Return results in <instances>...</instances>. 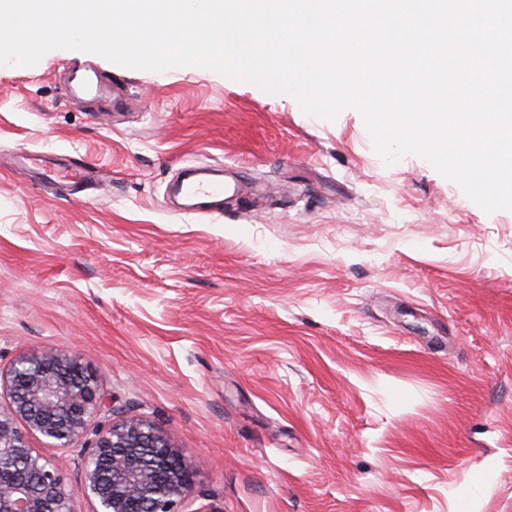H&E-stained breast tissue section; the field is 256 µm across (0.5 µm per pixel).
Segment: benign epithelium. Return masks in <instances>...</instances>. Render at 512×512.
Wrapping results in <instances>:
<instances>
[{"label":"benign epithelium","mask_w":512,"mask_h":512,"mask_svg":"<svg viewBox=\"0 0 512 512\" xmlns=\"http://www.w3.org/2000/svg\"><path fill=\"white\" fill-rule=\"evenodd\" d=\"M2 386L0 512H76L79 497L94 512H183L194 491L191 467L152 425L114 423L111 397L77 358L57 350L22 355L0 372ZM31 436L78 450L77 486L33 454Z\"/></svg>","instance_id":"obj_1"}]
</instances>
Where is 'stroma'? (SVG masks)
<instances>
[{
  "mask_svg": "<svg viewBox=\"0 0 512 512\" xmlns=\"http://www.w3.org/2000/svg\"><path fill=\"white\" fill-rule=\"evenodd\" d=\"M91 65L98 97H69ZM105 190L46 189L20 151ZM243 193L176 210L184 166ZM53 348L195 474L184 512H512V210L363 113L200 67L0 64V370Z\"/></svg>",
  "mask_w": 512,
  "mask_h": 512,
  "instance_id": "1",
  "label": "stroma"
}]
</instances>
